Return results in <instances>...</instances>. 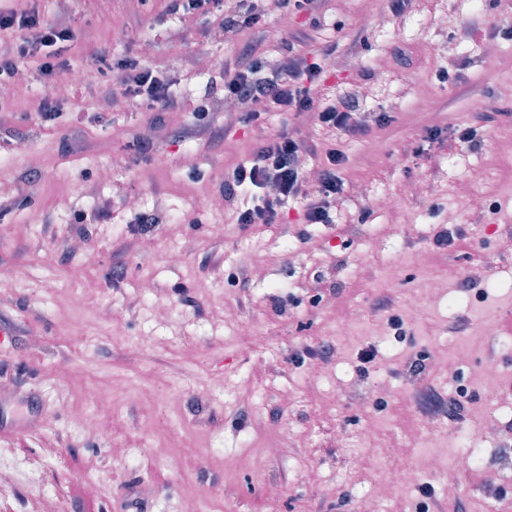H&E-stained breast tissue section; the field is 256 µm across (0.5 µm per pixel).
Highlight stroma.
I'll return each instance as SVG.
<instances>
[{
	"mask_svg": "<svg viewBox=\"0 0 512 512\" xmlns=\"http://www.w3.org/2000/svg\"><path fill=\"white\" fill-rule=\"evenodd\" d=\"M166 4L40 2L44 12L66 17L79 33L64 55L71 69H93L94 54L103 45L119 57L147 44L149 61L166 69L176 91L204 93L217 102L224 96L217 64L253 42L254 33L243 31L220 42L204 17L187 32L167 15ZM263 6L280 37L301 34V52L329 50L339 59V67L330 70L323 84L327 98L367 86L371 94L362 111L389 113L390 123L371 140L340 136L336 145L348 157L347 186L364 182L374 192L397 193V213L377 209L368 223L334 227L301 223L293 204L279 226L246 228L233 221L235 202L227 200L209 210L195 207L197 196L217 194L225 172L259 138L283 129L300 138L318 135L307 114L270 112L254 123L230 125L224 142L214 144L207 133L187 135V112L158 117L124 103L105 124L93 112L66 111L57 120L45 121L32 114L31 93L12 98L10 109L0 111V163L13 172L10 185L0 189V196L10 200L0 209V276L17 268L23 274L11 287L0 288V313L18 325L13 347L0 348V415L14 422L27 415L24 402L31 399L42 425L0 440V462L12 466L17 479L15 496L0 499V512H37L41 495L28 489L35 479L45 494L62 490L58 512H87L91 507L97 512H180L183 501L204 485L215 490L206 512H268L274 490L280 494L279 512H307L315 500L323 501L327 512H351L352 491L377 479L390 480L393 470L372 456L361 469H349L336 450L338 433L372 421L385 429L390 441L405 442L420 426L410 412L407 361L444 336L448 314L435 311L412 321L407 299L413 290L448 273L447 256L429 249L434 229L461 221L489 227V234L456 261L462 278L474 281V289L452 285L448 291L470 314L484 303L512 306V253L496 250L498 239L512 231V155L495 154L492 148L493 139L512 138V98L503 93L505 79L512 76V55L489 59L481 51L487 41H504L505 28L512 26V0L497 8L483 0L477 15L452 10L449 0H413L405 22L381 29L356 26L355 19L387 11V0H321L313 15L282 14L275 0H264ZM116 30L121 40H113ZM449 44L455 50L443 56L441 50ZM202 54L214 64L205 73L196 65ZM381 65L390 69L383 87L374 83ZM407 67L417 69L419 88L399 81ZM444 69L452 81H439ZM420 88L433 98L434 112L414 108ZM477 96L488 98L490 109L502 114L480 146L452 153L428 146L419 155H404V146L418 141L428 127L453 131L478 125L477 114L469 110ZM116 129L121 137H113ZM142 137L150 145L144 155L134 147ZM21 140L43 159L35 182L26 187L21 180L30 163L15 148ZM374 141L379 151L371 150ZM106 168L112 179L104 184L100 174ZM480 168L487 176L471 186L487 202L479 211L467 207L455 187ZM422 180L428 184L426 193L408 192V185ZM64 194L70 202L62 208L58 198ZM132 195L144 198L142 211L155 219L137 238L130 231L139 213L124 206ZM34 212L42 215V222L31 223ZM396 218L402 222L398 242L373 248L385 225ZM217 223L225 229L220 239L211 233ZM304 235L309 245L301 244ZM75 238L87 241L98 255L96 263L75 253L60 256L59 245ZM123 240L130 244L129 285L116 291L112 247ZM186 240L193 242V253L181 263H166V252ZM211 247L223 251L225 262L223 272L209 275L202 262ZM366 248L370 261L361 270L356 255ZM485 254L494 256L500 267L501 277L492 284L477 272L478 258ZM261 262L267 265L266 275L252 283L254 304L244 319L267 341L244 357L237 327L213 324L209 314L236 301L227 272ZM146 277L154 283V296L139 293L138 283ZM92 282L99 285L94 301L74 304L77 290ZM320 288L338 289L337 305L354 309L373 330L387 329L388 324L372 311V299L384 292L396 297L394 313L403 322L404 335L383 344L372 364L362 365L355 351L343 347L338 362L324 369L325 389L354 377L363 385L387 381L394 393L379 412L363 411L342 392L334 410L310 400L285 407L278 421H270L269 405L306 386L295 354L304 345L329 339L334 331L335 307L311 301ZM159 304L169 310L162 322L154 316ZM186 345L195 348V360H179L178 352ZM117 384L128 387L131 398L110 417L111 439L87 436L73 422V411L92 412L93 395ZM211 384L215 392L203 396ZM169 393L180 395V403L165 405ZM284 439L296 440L295 455L268 458L262 472L253 471L250 458ZM498 441V447L487 449L483 463L448 473L449 482L467 496L470 512H512V487L498 502L484 480L486 469L505 461L512 423L501 425ZM161 442L170 444L181 471L150 454V446ZM214 446L238 452L241 468L230 474L208 466L206 457ZM308 469L319 470L318 486L304 482Z\"/></svg>",
	"mask_w": 512,
	"mask_h": 512,
	"instance_id": "stroma-1",
	"label": "stroma"
}]
</instances>
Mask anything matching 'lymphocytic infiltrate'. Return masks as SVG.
<instances>
[{
    "instance_id": "1",
    "label": "lymphocytic infiltrate",
    "mask_w": 512,
    "mask_h": 512,
    "mask_svg": "<svg viewBox=\"0 0 512 512\" xmlns=\"http://www.w3.org/2000/svg\"><path fill=\"white\" fill-rule=\"evenodd\" d=\"M167 11L188 28L202 15L211 17L224 32H258L265 25V13L258 6L228 11L223 0H169ZM23 30L36 32L35 43L13 39V32ZM0 31L7 34L6 39L0 40V82L10 81L19 63L35 68L47 90L37 100L35 110L42 116H51L57 110L51 92L67 71L56 47L75 41L73 28L62 17L41 13L35 0H30L21 10L0 9ZM96 60L100 73L113 74L121 82L126 102L154 112L191 109L197 125L208 128L212 141L223 140L226 130L212 125L205 99L191 101L175 94L163 69L133 54L111 57L105 46L97 50ZM324 60V55L300 54L289 46L271 62L258 44H250L244 52L225 56L224 94L257 102V109L243 117L247 123L258 121L265 112H310L323 127L351 139L368 138L373 128L361 117L353 98L331 102L322 96L319 86ZM301 153L315 162L317 181H310L305 169L298 166L296 157ZM345 161L344 152L331 143L315 138L301 141L284 129L259 140L249 157L225 175L221 192L228 200L243 195L249 198V206L237 217L241 224L280 223L288 204L293 202L302 207V223L330 224L334 221L331 208L337 196L345 192Z\"/></svg>"
}]
</instances>
